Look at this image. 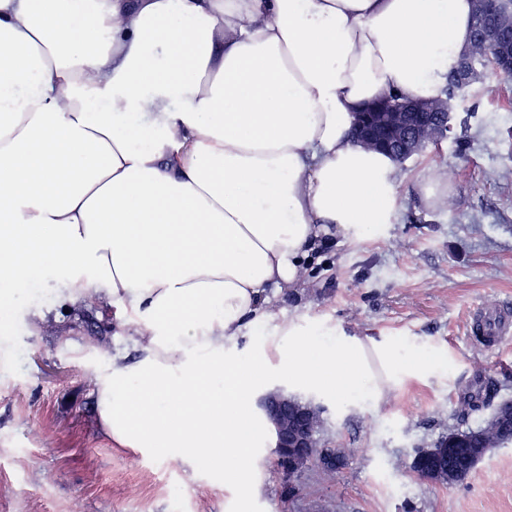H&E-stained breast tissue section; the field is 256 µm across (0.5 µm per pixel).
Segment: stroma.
Masks as SVG:
<instances>
[{
    "label": "stroma",
    "instance_id": "1",
    "mask_svg": "<svg viewBox=\"0 0 512 512\" xmlns=\"http://www.w3.org/2000/svg\"><path fill=\"white\" fill-rule=\"evenodd\" d=\"M451 113L447 138L402 165L388 224L355 244L324 238L299 290L269 293L271 322L238 340L250 359L277 324L293 321L321 349L339 350L352 336L395 351L397 382L382 396L360 387L339 400L270 370L265 390L323 407V439L348 452L336 475L305 474L294 512L317 504L329 512H512V445L491 450L452 487L410 470L415 449L490 414L487 405L463 406L483 382L512 399V342L487 350L467 334L481 300L512 307V82L481 70ZM430 174L451 190L433 209L416 184ZM141 356L97 299L69 304L44 280L19 291L0 314V512H274L280 480L271 449L259 458L263 491L249 497L203 463L121 448L103 433L97 374ZM415 359L423 368H412Z\"/></svg>",
    "mask_w": 512,
    "mask_h": 512
}]
</instances>
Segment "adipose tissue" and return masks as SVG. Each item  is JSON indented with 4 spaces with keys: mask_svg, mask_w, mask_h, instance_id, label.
I'll return each instance as SVG.
<instances>
[{
    "mask_svg": "<svg viewBox=\"0 0 512 512\" xmlns=\"http://www.w3.org/2000/svg\"><path fill=\"white\" fill-rule=\"evenodd\" d=\"M472 22V0H0V311L47 269L103 300L145 351L97 378L105 433L259 493L270 367L337 395L397 373L294 322L243 363L240 331L322 238L388 223L402 174L354 116L439 96ZM398 95H390L388 98L381 100L377 103H374L365 108L364 113H372V114H358L357 126L355 129V136L363 142L375 143L379 141L380 138H377L374 135L373 125H372V117L371 115L374 112H384L389 114L388 112H392L391 108L388 106L389 101H401ZM388 101V102H387Z\"/></svg>",
    "mask_w": 512,
    "mask_h": 512,
    "instance_id": "ef3b65f1",
    "label": "adipose tissue"
}]
</instances>
